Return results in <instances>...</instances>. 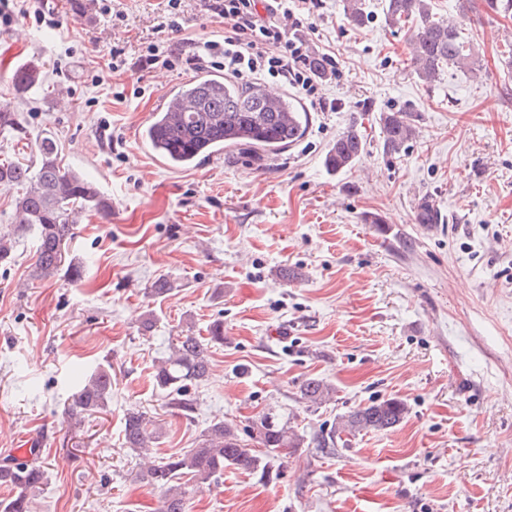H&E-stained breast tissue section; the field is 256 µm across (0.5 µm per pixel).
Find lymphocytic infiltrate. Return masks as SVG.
Instances as JSON below:
<instances>
[{"instance_id": "lymphocytic-infiltrate-1", "label": "lymphocytic infiltrate", "mask_w": 512, "mask_h": 512, "mask_svg": "<svg viewBox=\"0 0 512 512\" xmlns=\"http://www.w3.org/2000/svg\"><path fill=\"white\" fill-rule=\"evenodd\" d=\"M201 12L225 27L222 40L149 43L137 61L139 70L171 67L185 59L197 71L223 68L225 75L252 87L274 82L309 99L320 110L328 105L323 94L326 78L339 73L335 56L322 54L325 74L313 68V49L289 32L287 20L313 15L321 0H198Z\"/></svg>"}]
</instances>
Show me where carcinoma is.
<instances>
[{
  "label": "carcinoma",
  "instance_id": "cac0c4a2",
  "mask_svg": "<svg viewBox=\"0 0 512 512\" xmlns=\"http://www.w3.org/2000/svg\"><path fill=\"white\" fill-rule=\"evenodd\" d=\"M343 11L350 23L361 26L368 21L362 0H343ZM388 25L400 28L415 25L411 66L418 77L431 84L451 66L471 69L475 64L472 48L462 37L460 27L435 17L431 0H386ZM40 80L34 67L18 70L15 84L26 88ZM185 106L170 120L155 113L142 131L143 142L164 163L189 167L213 155L238 146H250L278 154L294 145L305 134L308 113L289 98L271 105L251 88L219 76L191 79L175 89ZM384 149L399 152L412 139L415 129L412 115L406 110H390L381 114ZM364 139L351 125L336 136L325 155L324 164L332 173L353 166L363 150ZM40 163L36 171L12 162H0V186L19 185L22 193L15 200L18 231H33L36 238L35 273L50 277L57 273L73 224L86 211L104 214L110 202L96 186L82 176L65 169L58 162L54 141L44 140L39 146ZM416 223L442 224L439 208L427 198L417 205ZM224 343V323L214 321L209 336H180L170 354L153 373V383L166 405L183 412L194 409L191 387L203 382L210 370L209 348ZM334 387L319 378L305 381L300 399L310 406L329 401ZM112 398V368L97 367L72 394L65 413L79 423L82 418L106 409ZM407 413L406 404L390 398L360 405L341 416L327 434L316 438V447L334 448L341 435L354 436L363 430H388L398 425ZM160 426L153 417L140 410L127 412L124 419L126 447L144 452L159 437ZM250 437L259 449L246 447L236 430L222 420L210 424L195 448L172 454L145 467L140 477L163 492L161 512H184L185 489L182 479L205 482L224 474L233 466L243 472L261 467L264 460L281 448H300L304 436L288 433V421L268 411L253 423ZM46 479V471L23 462L0 465V485L10 486L16 494L0 500V512H34L33 492Z\"/></svg>",
  "mask_w": 512,
  "mask_h": 512
}]
</instances>
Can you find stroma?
<instances>
[{
	"label": "stroma",
	"instance_id": "stroma-1",
	"mask_svg": "<svg viewBox=\"0 0 512 512\" xmlns=\"http://www.w3.org/2000/svg\"><path fill=\"white\" fill-rule=\"evenodd\" d=\"M432 2L461 26L474 70L424 83L409 64L415 28L388 27L384 0H365L362 27L342 0H324L298 34L336 55L332 110L305 105L304 137L279 154L236 150L187 169L156 165L141 139L164 95L194 75L133 68L165 0H41L44 22L0 20V112L17 117L0 127V161L35 164L53 138L62 165L112 204L74 226L66 259L80 279L33 278L30 232L0 264V462L25 440L36 450L47 472L36 512H159L124 444L130 410L156 417L166 457L216 420L248 439L272 407L292 413L303 447L272 457L266 476L228 467L188 482L186 512H512V17L486 0L464 13L459 0ZM175 19L201 42L224 35L197 0H181ZM115 47L118 73L107 68ZM34 65L42 85L18 88L15 71ZM390 109L416 128L396 154L383 147ZM351 125L365 148L328 172L326 152ZM424 197L445 223H416ZM161 277L172 291L152 297ZM217 319L224 342L182 415L154 388L155 365ZM100 364L112 399L73 425L64 405ZM313 377L336 389L317 408L300 399ZM389 398L408 408L395 428L315 446L338 417Z\"/></svg>",
	"mask_w": 512,
	"mask_h": 512
}]
</instances>
